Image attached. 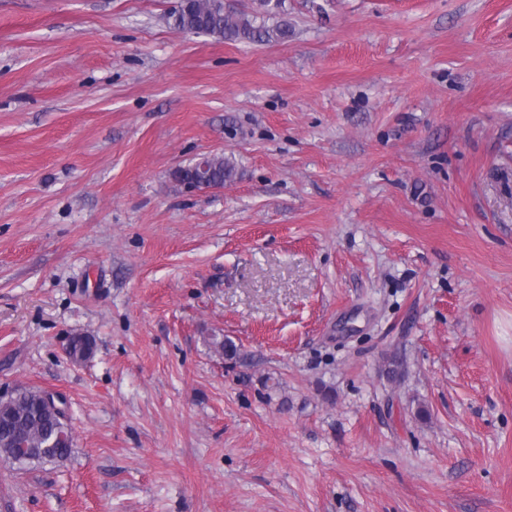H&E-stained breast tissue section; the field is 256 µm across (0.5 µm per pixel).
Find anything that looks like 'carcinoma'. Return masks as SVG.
<instances>
[{
    "label": "carcinoma",
    "instance_id": "1",
    "mask_svg": "<svg viewBox=\"0 0 512 512\" xmlns=\"http://www.w3.org/2000/svg\"><path fill=\"white\" fill-rule=\"evenodd\" d=\"M182 7L171 14L173 26L181 31L206 35L225 41L269 42L286 40L292 29L285 15L284 0H252L250 10H240L226 0H181ZM277 19L269 27L263 20ZM234 162L222 154L207 157L205 169L195 163L176 168L171 177L181 186L197 178L209 179L213 188H222L236 179ZM75 357L87 358L93 355L94 344L90 337L79 336L71 345ZM62 423L46 407L40 405L39 390L20 387L13 399L0 407V461L18 468H30L65 460L72 448V442L44 447V439L56 435ZM24 434L34 445V451L26 458L13 461V448L18 434Z\"/></svg>",
    "mask_w": 512,
    "mask_h": 512
}]
</instances>
